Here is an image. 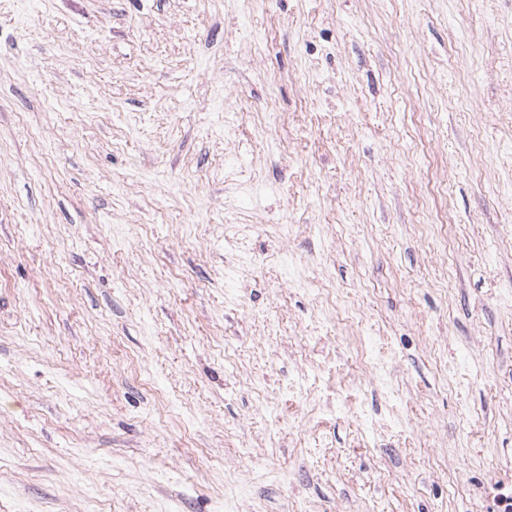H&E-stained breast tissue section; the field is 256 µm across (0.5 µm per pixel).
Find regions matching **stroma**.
Returning a JSON list of instances; mask_svg holds the SVG:
<instances>
[{
    "mask_svg": "<svg viewBox=\"0 0 512 512\" xmlns=\"http://www.w3.org/2000/svg\"><path fill=\"white\" fill-rule=\"evenodd\" d=\"M512 0H0V512H502Z\"/></svg>",
    "mask_w": 512,
    "mask_h": 512,
    "instance_id": "stroma-1",
    "label": "stroma"
}]
</instances>
